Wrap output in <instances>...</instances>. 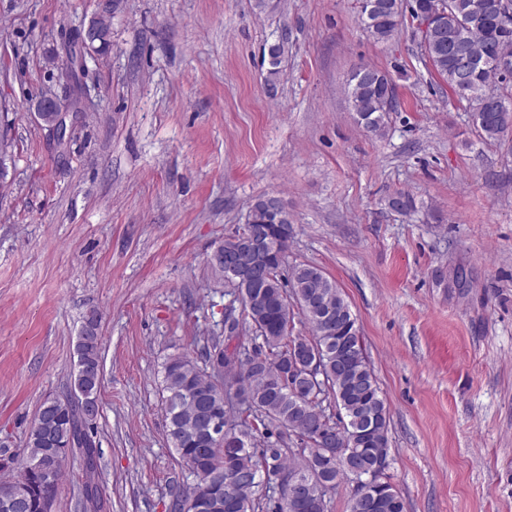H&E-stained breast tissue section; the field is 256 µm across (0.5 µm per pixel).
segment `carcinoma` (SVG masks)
Returning <instances> with one entry per match:
<instances>
[{"instance_id": "obj_1", "label": "carcinoma", "mask_w": 512, "mask_h": 512, "mask_svg": "<svg viewBox=\"0 0 512 512\" xmlns=\"http://www.w3.org/2000/svg\"><path fill=\"white\" fill-rule=\"evenodd\" d=\"M359 22L376 41H387L402 27L430 10L433 0H357ZM448 17L433 22L427 37L411 29L421 59L430 64L452 92L465 85V108L471 112L478 136L486 142L508 141L507 118L512 117V82L507 96L492 91L504 79L492 60L512 58V36L503 35L502 0H449ZM93 51L110 46L111 19L90 28ZM461 53L481 66L466 74L456 56ZM282 43L268 47L267 81L280 73ZM366 66L355 68L347 80L346 95L353 112L368 132L385 135L396 107V88L389 72ZM248 220L262 240L275 243L293 237L288 211L272 196H260L249 207ZM287 248L268 250L262 261V277L255 292L262 296L256 308L234 317L231 334L224 342L205 348L202 359L171 354L164 363V396L167 441L181 465L194 477L190 495L201 499L200 512H331L328 493L356 475L344 466H327L323 482L313 483L303 497L291 504L264 484L270 476L286 479L309 467L311 452L320 437L329 434L337 443L356 438L364 460L373 462L390 453L389 416L373 370L366 358L356 319L336 283L311 264L292 267L283 276ZM309 325L311 336H291L295 317ZM83 329L88 335L76 345L77 370L71 372V392L61 399L48 397L30 426L25 454L0 449V461L16 473V481L32 488L19 512H42L40 499L57 496L67 456L79 452L84 459L85 508L105 512L107 503L95 480L98 469L94 430L78 414L75 392L99 395L101 385L98 314L90 312ZM305 343L321 358L323 379L306 407L293 400L300 374L288 369V357L296 342ZM236 389L244 397L237 407H226L224 392ZM219 417L242 434L241 447L221 446L208 430L210 419ZM49 469L54 483L44 485L41 471ZM372 512H405V504L388 480L371 494Z\"/></svg>"}]
</instances>
